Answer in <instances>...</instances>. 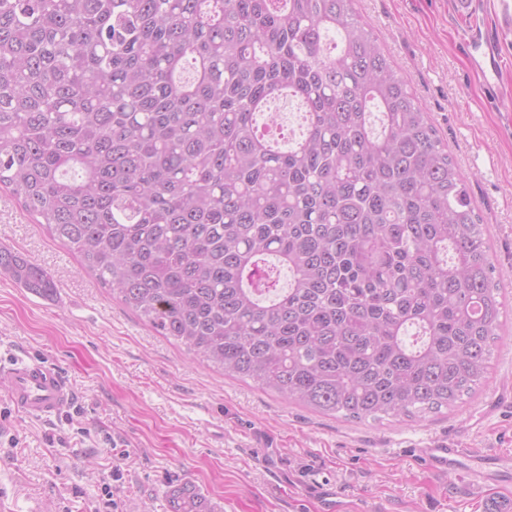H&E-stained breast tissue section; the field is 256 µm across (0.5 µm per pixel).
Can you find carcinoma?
<instances>
[{"instance_id": "1", "label": "carcinoma", "mask_w": 512, "mask_h": 512, "mask_svg": "<svg viewBox=\"0 0 512 512\" xmlns=\"http://www.w3.org/2000/svg\"><path fill=\"white\" fill-rule=\"evenodd\" d=\"M353 2L0 0V186L188 352L400 420L485 379L505 304L464 175ZM281 97L287 143L257 122ZM0 269L56 290L3 246Z\"/></svg>"}]
</instances>
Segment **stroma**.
<instances>
[{
    "mask_svg": "<svg viewBox=\"0 0 512 512\" xmlns=\"http://www.w3.org/2000/svg\"><path fill=\"white\" fill-rule=\"evenodd\" d=\"M384 55L467 177L510 310L488 379L462 407L414 421L326 416L224 374L113 298L72 251L0 188V245L57 288L28 292L0 270V359L33 356L68 378L77 413H21L0 393V512H171L189 484L214 512H512V489L467 490L418 449L512 452V34L485 83L455 0H355Z\"/></svg>",
    "mask_w": 512,
    "mask_h": 512,
    "instance_id": "obj_1",
    "label": "stroma"
}]
</instances>
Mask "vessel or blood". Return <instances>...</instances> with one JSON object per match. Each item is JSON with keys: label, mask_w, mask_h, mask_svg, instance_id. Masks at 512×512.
Listing matches in <instances>:
<instances>
[{"label": "vessel or blood", "mask_w": 512, "mask_h": 512, "mask_svg": "<svg viewBox=\"0 0 512 512\" xmlns=\"http://www.w3.org/2000/svg\"><path fill=\"white\" fill-rule=\"evenodd\" d=\"M504 30L512 31V0H498L494 32L476 31L464 45L489 82L500 75L497 34ZM0 392L8 396L18 411L40 418L56 416L73 399L72 387L57 367L30 357L0 362ZM418 454L434 473L457 476L474 491L512 484V459L497 453L478 454L444 443L419 449Z\"/></svg>", "instance_id": "obj_1"}]
</instances>
